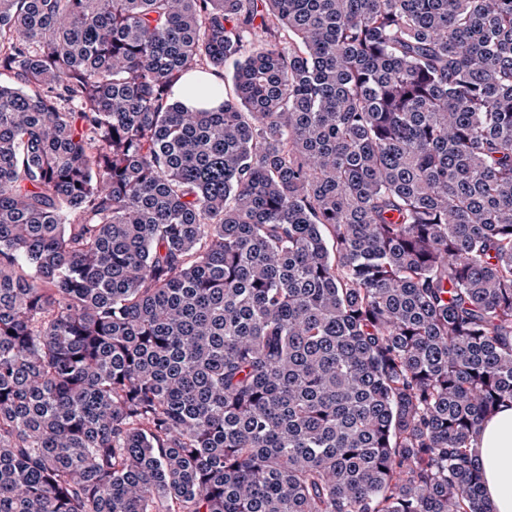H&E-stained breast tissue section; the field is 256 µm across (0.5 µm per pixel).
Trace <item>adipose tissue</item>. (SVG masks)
Instances as JSON below:
<instances>
[{
  "label": "adipose tissue",
  "mask_w": 512,
  "mask_h": 512,
  "mask_svg": "<svg viewBox=\"0 0 512 512\" xmlns=\"http://www.w3.org/2000/svg\"><path fill=\"white\" fill-rule=\"evenodd\" d=\"M472 449L492 512H512V405L483 422Z\"/></svg>",
  "instance_id": "ef3b65f1"
}]
</instances>
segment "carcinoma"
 <instances>
[{"label": "carcinoma", "instance_id": "1", "mask_svg": "<svg viewBox=\"0 0 512 512\" xmlns=\"http://www.w3.org/2000/svg\"><path fill=\"white\" fill-rule=\"evenodd\" d=\"M1 71L0 512H490L512 0H0Z\"/></svg>", "mask_w": 512, "mask_h": 512}]
</instances>
